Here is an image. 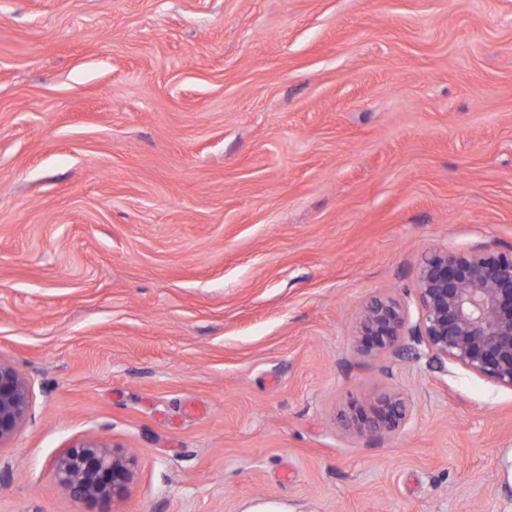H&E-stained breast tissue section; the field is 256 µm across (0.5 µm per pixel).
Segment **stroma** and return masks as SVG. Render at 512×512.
Here are the masks:
<instances>
[{"mask_svg":"<svg viewBox=\"0 0 512 512\" xmlns=\"http://www.w3.org/2000/svg\"><path fill=\"white\" fill-rule=\"evenodd\" d=\"M512 248V0H0V512H512V390L356 352ZM397 391L393 432L344 427ZM135 457L76 502L73 443ZM31 388L12 366L0 362V443L27 418Z\"/></svg>","mask_w":512,"mask_h":512,"instance_id":"stroma-1","label":"stroma"}]
</instances>
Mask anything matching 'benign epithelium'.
<instances>
[{
	"label": "benign epithelium",
	"mask_w": 512,
	"mask_h": 512,
	"mask_svg": "<svg viewBox=\"0 0 512 512\" xmlns=\"http://www.w3.org/2000/svg\"><path fill=\"white\" fill-rule=\"evenodd\" d=\"M415 299L419 318L409 325V305L376 298L362 311L359 350L415 352L424 346L446 359L512 389V250L458 249L431 254L418 268ZM31 388L12 366L0 362V443L27 418ZM359 434L392 431L408 414L407 401L386 393L351 404ZM135 460L97 441L67 448L54 475L82 502L110 501L125 493Z\"/></svg>",
	"instance_id": "obj_1"
}]
</instances>
